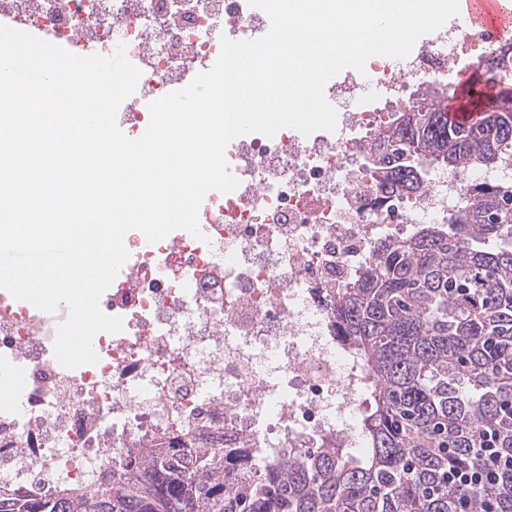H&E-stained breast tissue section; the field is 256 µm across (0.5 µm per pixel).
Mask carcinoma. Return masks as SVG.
<instances>
[{
  "label": "carcinoma",
  "mask_w": 512,
  "mask_h": 512,
  "mask_svg": "<svg viewBox=\"0 0 512 512\" xmlns=\"http://www.w3.org/2000/svg\"><path fill=\"white\" fill-rule=\"evenodd\" d=\"M498 91L465 127L446 119L445 95L397 112L371 154L390 193L421 190L438 165L490 169L512 156V78L485 68ZM444 224L386 240L372 264L341 289L338 335L366 362L370 447L288 449L256 475L242 450L226 476L222 448L166 434L136 451L135 466L105 471L93 490L50 494L0 486V512H477L486 496L512 512V472L486 486H448V469L478 466L483 436L512 454V181L477 183Z\"/></svg>",
  "instance_id": "cac0c4a2"
}]
</instances>
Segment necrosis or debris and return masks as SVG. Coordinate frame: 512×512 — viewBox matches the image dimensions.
Segmentation results:
<instances>
[{
    "label": "necrosis or debris",
    "instance_id": "necrosis-or-debris-1",
    "mask_svg": "<svg viewBox=\"0 0 512 512\" xmlns=\"http://www.w3.org/2000/svg\"><path fill=\"white\" fill-rule=\"evenodd\" d=\"M2 20L94 54L125 43L142 71L117 113L131 139L147 128L151 101L214 66L222 38L270 28L248 0H0ZM498 52L488 33L446 24L406 57L375 55L365 72L331 78L335 130L233 139L225 156L238 185L205 196L203 239L129 238L128 277L99 300L123 327L94 336L96 363L56 359L63 311L0 299V387L24 397L0 408V484L93 489L167 431L222 437L263 465L290 445L363 447V368L336 336L337 289L383 240L443 223L468 181L501 176L432 170L420 192L391 198L371 186L370 147L420 90L448 88L456 62L487 64Z\"/></svg>",
    "mask_w": 512,
    "mask_h": 512
}]
</instances>
